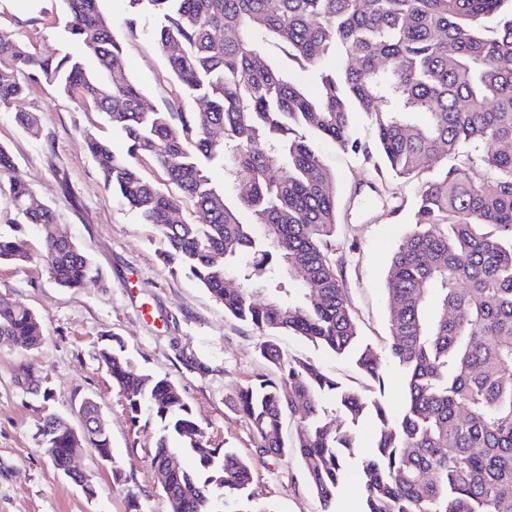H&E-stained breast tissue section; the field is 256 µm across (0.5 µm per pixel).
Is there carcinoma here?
<instances>
[{
    "mask_svg": "<svg viewBox=\"0 0 512 512\" xmlns=\"http://www.w3.org/2000/svg\"><path fill=\"white\" fill-rule=\"evenodd\" d=\"M125 20L142 17L186 96L203 112L146 109L123 48L99 0H64L69 39L92 55L106 79L69 52L41 55L0 30V110L37 137L22 107L27 80H43L103 116L126 155L93 133L83 140L105 188L155 226L161 257L189 272L224 313L261 336H302L350 360L383 387L381 359L362 342L347 288L331 257L336 177L303 128L353 155L379 160L399 179L423 160L467 154L469 167H445L418 183L414 230L391 256L388 355L405 375L396 414L314 363L264 341L268 369L238 392L259 456L298 458L320 504L332 512L353 455L350 431L332 430L321 400L330 394L350 426L372 416L374 445L362 463V512H512V0H127ZM283 45L310 71L307 90L271 65L266 47ZM373 132L368 144L359 120ZM149 160L179 195L134 164ZM246 190L235 200L210 171ZM0 146L9 201L42 235L41 259L62 287L102 280L52 208L11 177ZM188 201L202 223L175 222ZM0 232V263L31 255ZM239 280L225 286V277ZM0 338L28 349L44 339L40 318L0 296ZM99 361L123 394L132 421L147 413L157 438L151 464L170 512H243L251 461L210 448L191 407L165 377L136 373L125 344L109 341ZM303 413L293 436L286 424ZM101 428L91 398L75 406ZM94 430L44 417V448H108ZM194 468H171L173 445Z\"/></svg>",
    "mask_w": 512,
    "mask_h": 512,
    "instance_id": "1",
    "label": "carcinoma"
}]
</instances>
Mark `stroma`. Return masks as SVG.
<instances>
[{
    "mask_svg": "<svg viewBox=\"0 0 512 512\" xmlns=\"http://www.w3.org/2000/svg\"><path fill=\"white\" fill-rule=\"evenodd\" d=\"M99 5L113 23L145 102L169 112L192 109L153 39L151 20L140 19L131 30L125 25L127 0ZM65 22L62 0H0V29L37 53L70 50ZM23 106L38 115L42 135L30 136L11 113L0 112V145L14 157L13 175L52 207L56 223L91 255L103 278L77 289L57 285L39 257L41 234L32 227L22 234L30 261L0 264V295L34 311L45 334L41 346L30 350L0 339V512H127L132 490L142 512H169L150 467L156 428L144 419L131 423L124 397L99 361L109 335L126 344L134 370L176 385L211 447L235 449L251 461L250 512H319L301 464L259 457L254 432L236 409L239 388L265 368L257 353L258 333L226 315L223 304L196 280L165 265L156 228L104 188L82 134L92 131L118 152L120 135L93 107L42 82L29 83ZM317 147L336 175L338 267L363 341L382 353L389 334L388 263L414 228L417 184L396 178L377 158L343 153L324 139ZM278 342L355 390L371 387L350 362L304 337L282 336ZM25 368L31 373L27 386L18 380ZM84 397L98 403L112 456L127 477L126 483H114L93 454L83 453L79 466L99 486L91 500L55 470L37 437L44 415L72 417ZM355 432L357 446L333 512L361 509L359 474L374 425L363 421Z\"/></svg>",
    "mask_w": 512,
    "mask_h": 512,
    "instance_id": "35a3bbf8",
    "label": "stroma"
}]
</instances>
